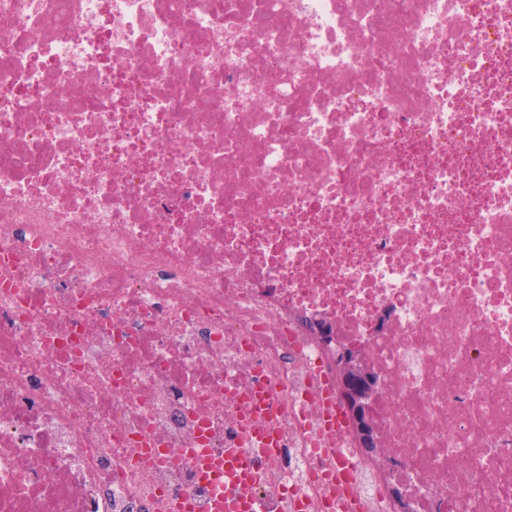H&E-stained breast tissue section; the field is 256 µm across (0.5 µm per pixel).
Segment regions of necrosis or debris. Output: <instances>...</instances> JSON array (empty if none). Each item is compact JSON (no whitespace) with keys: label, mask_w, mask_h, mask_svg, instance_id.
<instances>
[{"label":"necrosis or debris","mask_w":512,"mask_h":512,"mask_svg":"<svg viewBox=\"0 0 512 512\" xmlns=\"http://www.w3.org/2000/svg\"><path fill=\"white\" fill-rule=\"evenodd\" d=\"M268 2L0 0V512H512V0ZM336 367L339 379L343 386V393L352 412V419L355 429L362 442L371 454L376 455L378 448H372V441L369 432L370 416L369 402L378 388L377 379L368 369L361 354L352 348H343L336 352ZM362 378L365 384L356 390L351 388L349 379ZM237 464L232 457L227 459L226 469L231 476V488L228 496L232 500L247 499L251 495V477L246 472H237Z\"/></svg>","instance_id":"obj_1"}]
</instances>
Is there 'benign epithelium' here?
Listing matches in <instances>:
<instances>
[{"mask_svg":"<svg viewBox=\"0 0 512 512\" xmlns=\"http://www.w3.org/2000/svg\"><path fill=\"white\" fill-rule=\"evenodd\" d=\"M336 367L355 429L368 451L375 455L378 449L372 447L369 432V402L378 388L377 379L361 354L349 347L336 352Z\"/></svg>","mask_w":512,"mask_h":512,"instance_id":"benign-epithelium-1","label":"benign epithelium"}]
</instances>
